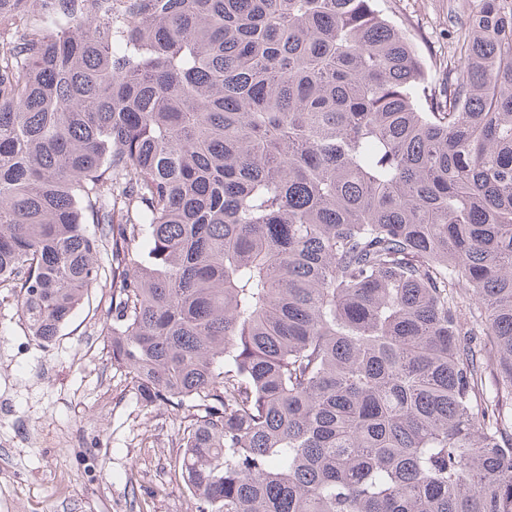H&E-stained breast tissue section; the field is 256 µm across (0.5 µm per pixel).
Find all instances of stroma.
I'll return each instance as SVG.
<instances>
[{"instance_id":"35a3bbf8","label":"stroma","mask_w":512,"mask_h":512,"mask_svg":"<svg viewBox=\"0 0 512 512\" xmlns=\"http://www.w3.org/2000/svg\"><path fill=\"white\" fill-rule=\"evenodd\" d=\"M476 0H388L441 85ZM111 291L93 290L49 346L0 305V512H196L174 472L190 413L147 403L108 355Z\"/></svg>"}]
</instances>
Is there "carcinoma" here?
Wrapping results in <instances>:
<instances>
[{
	"label": "carcinoma",
	"mask_w": 512,
	"mask_h": 512,
	"mask_svg": "<svg viewBox=\"0 0 512 512\" xmlns=\"http://www.w3.org/2000/svg\"><path fill=\"white\" fill-rule=\"evenodd\" d=\"M0 288L197 409V512H512V0L437 90L386 0H0Z\"/></svg>",
	"instance_id": "carcinoma-1"
}]
</instances>
